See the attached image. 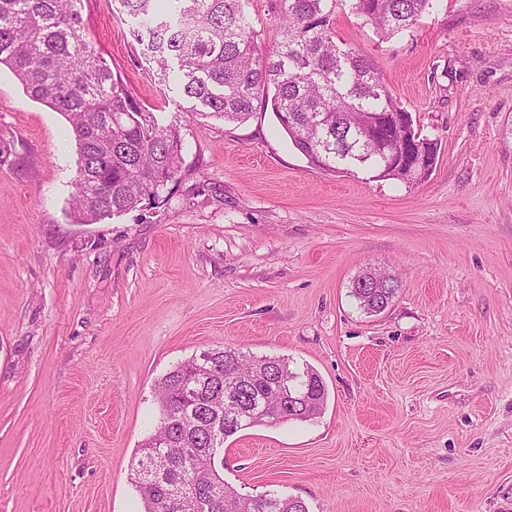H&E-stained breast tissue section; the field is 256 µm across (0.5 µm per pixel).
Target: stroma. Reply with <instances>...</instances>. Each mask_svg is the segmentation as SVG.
<instances>
[{"instance_id": "stroma-1", "label": "stroma", "mask_w": 512, "mask_h": 512, "mask_svg": "<svg viewBox=\"0 0 512 512\" xmlns=\"http://www.w3.org/2000/svg\"><path fill=\"white\" fill-rule=\"evenodd\" d=\"M118 0L82 34L163 122L181 171L153 209H71L66 117L0 67V512H141L130 462L178 362L233 345L314 368L327 407L241 431L224 480L309 512H512V0H442L385 40L339 9L416 129L413 186L313 167L274 112L189 117ZM372 269L400 289L360 311ZM374 277L379 278L385 286L380 288H374V286H368L369 281L374 283ZM388 287V288H387ZM400 285L398 284L397 278L390 274H382L372 271H367L361 275H358L352 282L351 296L357 303V307L369 315L380 314L384 307V311L392 303Z\"/></svg>"}]
</instances>
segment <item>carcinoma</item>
I'll use <instances>...</instances> for the list:
<instances>
[{
	"mask_svg": "<svg viewBox=\"0 0 512 512\" xmlns=\"http://www.w3.org/2000/svg\"><path fill=\"white\" fill-rule=\"evenodd\" d=\"M83 0H0V66L30 96L67 117L78 149L72 208L95 224L156 204L180 171L183 139L137 99L81 33ZM138 19L132 30L163 84L177 76L197 102L191 114L246 121L267 101L292 145L323 170L368 173L407 185L428 177L438 141L415 129L373 61L338 38L336 9L389 39L411 28L433 0H280L274 45L258 42L250 0H119ZM409 158L429 159L409 174L390 162L402 137ZM397 278L367 271L351 296L364 313L388 307ZM328 391L311 367L284 356H254L231 345L177 364L159 381V419L131 462L143 512H158L168 484L191 487L170 512H308L304 501L275 492L242 494L224 481V443L255 426L309 421L325 409ZM158 455L166 481L147 483L139 467Z\"/></svg>",
	"mask_w": 512,
	"mask_h": 512,
	"instance_id": "obj_1",
	"label": "carcinoma"
}]
</instances>
